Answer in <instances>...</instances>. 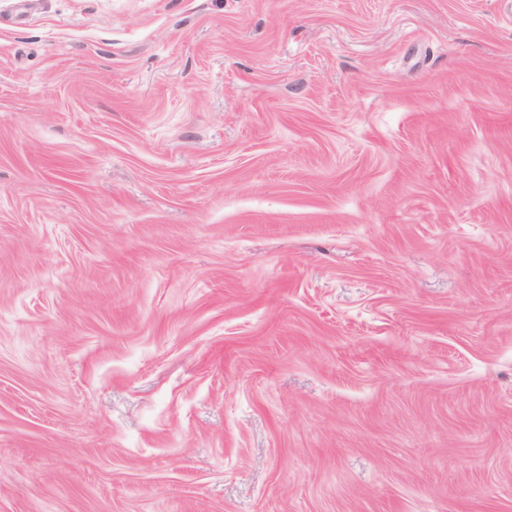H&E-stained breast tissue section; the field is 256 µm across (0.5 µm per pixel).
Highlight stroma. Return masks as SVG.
<instances>
[{
	"instance_id": "obj_1",
	"label": "stroma",
	"mask_w": 512,
	"mask_h": 512,
	"mask_svg": "<svg viewBox=\"0 0 512 512\" xmlns=\"http://www.w3.org/2000/svg\"><path fill=\"white\" fill-rule=\"evenodd\" d=\"M0 512H512V0H0Z\"/></svg>"
}]
</instances>
